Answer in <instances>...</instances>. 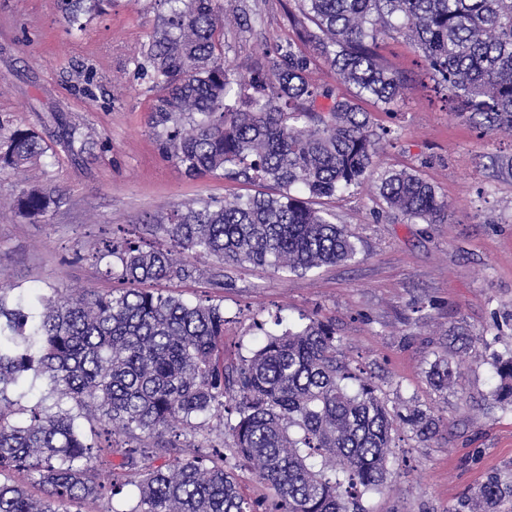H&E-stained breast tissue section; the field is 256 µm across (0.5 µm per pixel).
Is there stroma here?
<instances>
[{"label": "stroma", "instance_id": "stroma-1", "mask_svg": "<svg viewBox=\"0 0 512 512\" xmlns=\"http://www.w3.org/2000/svg\"><path fill=\"white\" fill-rule=\"evenodd\" d=\"M224 5L248 20L224 30L236 77L270 66L277 46L299 37L294 0ZM165 11L161 0H112L88 16L77 39L57 0H0V142L29 128L46 149L23 177L0 173V285L41 295L121 288L93 260L103 239L136 234L151 244L154 220L177 205L254 193L229 178L188 177L159 146V90L138 76L137 62ZM377 51L405 75L407 91L396 110L365 105L376 126L395 132L375 167L415 170L447 201L443 220L384 211L369 179L323 204L352 233L353 262L294 273L201 255L198 275L159 288L193 303L223 299L231 359L261 346L257 325L273 314L297 327L315 314L331 321L340 358L362 362L387 403L419 406L440 423L426 441L399 431V463L380 492L365 496L366 512H460L488 478L512 479V407L490 411L481 402L495 383L493 359L512 356V182L490 162L512 153V136L482 135L442 106L403 36L380 41ZM30 186L59 188L67 203L47 222H31L10 207ZM457 326L468 335L466 349L454 351L462 378L443 395L427 371L453 350Z\"/></svg>", "mask_w": 512, "mask_h": 512}]
</instances>
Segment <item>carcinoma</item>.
<instances>
[{
  "label": "carcinoma",
  "mask_w": 512,
  "mask_h": 512,
  "mask_svg": "<svg viewBox=\"0 0 512 512\" xmlns=\"http://www.w3.org/2000/svg\"><path fill=\"white\" fill-rule=\"evenodd\" d=\"M167 11L138 63L161 94L152 125L164 154L192 176H228L275 188L222 203L176 207L155 231L170 246L146 249L125 238L104 243V275L127 287L100 295L58 291L30 302L0 286V512H61L103 488L104 469L81 420L112 426L141 442L115 448L139 488L130 509L104 512H363L362 498L382 489L396 432L428 439L438 419L417 406L392 407L361 368L338 358L329 323L265 331L250 357L224 359L223 300L186 302L143 288L191 278L190 258L307 272L355 259L357 248L334 216L301 194L328 198L377 177L386 209L426 223L447 211L434 187L407 170L375 174L374 157L389 134L376 129L359 101L384 108L405 95V78L375 52L393 32L420 53L435 89L456 115L486 136L512 135V0H297L316 30L277 48L269 72L233 78L221 35L224 0H162ZM71 30L104 0H59ZM312 48L354 87L350 98L308 80ZM45 154L36 133L16 129L0 144V172L19 173ZM512 180V154L491 158ZM52 187L22 190L19 214L40 222L64 204ZM490 408L512 407V357L495 362ZM453 357L439 355L428 376L439 392L457 378ZM45 384L29 406L23 382ZM234 464L195 447L203 415L224 418ZM170 457L167 464L149 461ZM255 472L269 490L246 497L236 470ZM25 473L44 496L7 478ZM512 496V481L489 478L462 508L491 512Z\"/></svg>",
  "instance_id": "obj_1"
}]
</instances>
